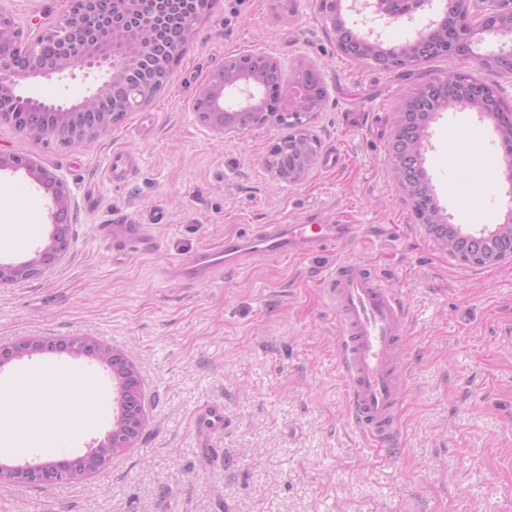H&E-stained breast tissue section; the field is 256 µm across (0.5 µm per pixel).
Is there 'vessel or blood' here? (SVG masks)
Returning a JSON list of instances; mask_svg holds the SVG:
<instances>
[{"instance_id":"obj_1","label":"vessel or blood","mask_w":512,"mask_h":512,"mask_svg":"<svg viewBox=\"0 0 512 512\" xmlns=\"http://www.w3.org/2000/svg\"><path fill=\"white\" fill-rule=\"evenodd\" d=\"M120 250L133 251L146 236L144 225L127 218L101 227ZM347 224H266L249 237L228 236L218 247L180 262L182 279L210 280L225 265H239L254 255H312L344 242ZM330 307L340 318L338 362L346 386L350 417L376 446L391 452L400 441L399 407L406 392L400 350L409 331L402 297L386 288L382 273L358 260L336 265L320 280ZM205 429L224 427V408L207 404L197 414Z\"/></svg>"}]
</instances>
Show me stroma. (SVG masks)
<instances>
[{
    "label": "stroma",
    "mask_w": 512,
    "mask_h": 512,
    "mask_svg": "<svg viewBox=\"0 0 512 512\" xmlns=\"http://www.w3.org/2000/svg\"><path fill=\"white\" fill-rule=\"evenodd\" d=\"M274 3L216 0L166 85L92 144L47 146L0 123V152L33 156L59 175L78 214L57 267L0 288V342L97 338L136 363L146 409L144 431L118 465L42 489L0 482V512H512V264L448 257L415 221L389 153L397 105L436 76L454 70L505 88L511 106L512 78L445 56L383 71L338 50L316 0H288L282 11ZM0 10L34 37L62 19L68 0H0ZM241 54L319 69L327 97L307 124L319 156L296 184L274 186L263 166L279 127L222 139L192 111L209 73ZM91 85L80 74L31 79L20 93L75 102ZM468 126L483 129L480 147L460 141ZM427 132L422 165L442 214L471 233L494 229L512 201L476 169L500 150L493 122L444 111ZM117 151L136 164L119 182ZM478 182L485 201L466 207ZM0 204L24 215L0 226L9 237L0 262L26 261L47 240L49 199L24 171H4ZM117 212L150 227L151 243L135 257L99 231ZM264 224L352 230L332 251L257 256L207 284L169 277L171 264ZM346 259L379 267L408 310V392L392 458L348 415L338 321L317 286ZM62 360L92 399L85 431L54 450L77 455L110 428L109 371L45 353L1 367L0 377L49 372ZM205 403L223 405V432L196 427Z\"/></svg>",
    "instance_id": "stroma-1"
}]
</instances>
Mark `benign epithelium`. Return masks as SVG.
<instances>
[{
    "label": "benign epithelium",
    "mask_w": 512,
    "mask_h": 512,
    "mask_svg": "<svg viewBox=\"0 0 512 512\" xmlns=\"http://www.w3.org/2000/svg\"><path fill=\"white\" fill-rule=\"evenodd\" d=\"M157 0H125L127 14L140 21L142 30L133 47L116 55L112 43L124 31L113 27L102 34L98 17L101 0H70L67 14L31 39L14 21L0 11V98L15 94L21 82L86 69L98 74L96 88L75 103H57L51 99L32 100L31 126L22 133L47 144L55 141L92 143L112 128L119 113L136 110L146 103L165 84L173 70V62L187 43L193 27L169 32L160 37L151 28L153 5ZM455 13L448 2L434 6V0H363L350 10L360 14L370 10L373 27L361 34L342 21V0H318L319 11L330 22L336 35L339 51L359 62L370 63L382 70L392 71L403 66H415L430 58L444 55L451 59H473L479 66L512 77V45L496 51L477 54L474 38L478 34L494 35L512 42V0H457ZM432 13L425 29L416 36L394 45H384L382 31L396 22H413L417 16ZM23 41L27 46L28 62L16 64L11 47ZM261 67L248 73L224 75V66L212 70L197 90L192 105L198 120L212 135L232 138L244 130L264 125L262 112L265 74L283 77L282 106L288 112H301L311 117L320 111L326 99L324 87L311 89L306 71L314 66L297 64L285 68L277 58L260 59ZM438 97L426 107L410 98L395 112V128L391 141L394 175L400 187H409L417 180L429 183L421 159L422 142L426 136L428 117L458 108L470 109L494 120L495 131L508 157L502 174L508 183L509 205L504 222L491 234L512 239V118L499 115L503 96L498 90L479 89L468 85L448 83L446 75L430 82ZM55 110L53 128L40 127L43 108ZM509 124H504V121ZM415 130L410 139L403 137L407 128ZM295 143L301 155V165L294 170L283 167L267 155L264 167L277 184L300 182L318 157V143L307 130L295 134ZM23 170L50 198L52 224L44 246L27 261L14 264L0 262V286L24 281L55 268L72 247V237L65 225L76 222L72 197L64 181L42 167L32 157L0 153V171ZM439 246L451 258L466 264L486 265L512 263V247L506 251L481 256H465L455 242L445 237ZM104 343L91 336H64L21 338L0 343V368L24 357L52 351H63L73 356H84L104 364L112 375L116 413L112 426L101 440L76 456L60 457L37 464L8 466L0 464V481L45 488L63 481L98 475L109 466L107 451L132 447L140 438L145 425L144 398L138 393L141 375L128 356L116 349L106 352Z\"/></svg>",
    "instance_id": "obj_1"
}]
</instances>
